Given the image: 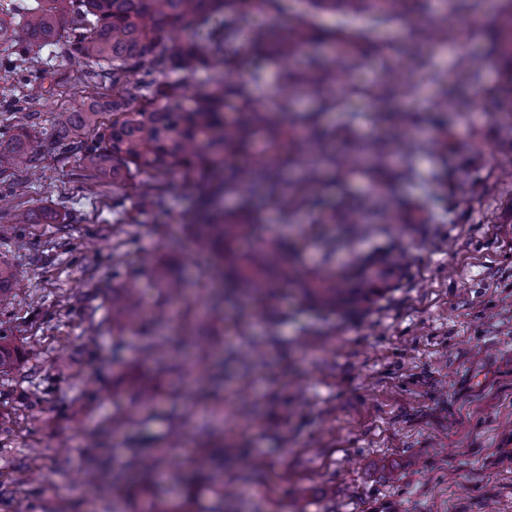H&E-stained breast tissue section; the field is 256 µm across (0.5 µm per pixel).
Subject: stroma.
<instances>
[{
	"label": "stroma",
	"instance_id": "stroma-1",
	"mask_svg": "<svg viewBox=\"0 0 512 512\" xmlns=\"http://www.w3.org/2000/svg\"><path fill=\"white\" fill-rule=\"evenodd\" d=\"M436 15V0H420L374 37L410 51L417 28ZM467 51L485 55L484 40L431 52L462 96L472 82L458 65ZM41 58L54 80L30 83L0 71V125L18 99L39 100L30 146L45 151L54 113L86 93L88 66L59 46ZM224 58L241 64V80L260 71L262 93L284 70L302 69L297 59L281 67L249 57L238 40L225 43ZM455 146L446 155L420 153L415 167L420 179L444 166L468 168L465 201L425 197L420 179L394 184L396 204L424 202L422 223L388 238H356L359 256L395 244L414 257L373 302L329 311L292 295L270 316L254 305L229 306L208 324L195 349L224 353V378L202 393L224 404L232 462L219 481L237 493L214 494L185 466L174 479L153 473L157 497L193 492V512H512V132L468 114L456 123ZM15 203L57 210L67 223L24 224L0 239V263L20 283L0 298V330L26 353L0 375V512H15L25 495L33 512L61 503L67 512H147L137 479L112 501L98 498L86 450L100 424L135 410L137 387L148 381L159 401L126 432L108 436L112 470L126 468L133 448L151 460L173 432L193 444L206 437L172 369L142 360L138 336L114 350L106 326L119 288L112 253L144 269L148 304H166L147 274L162 256L187 279L189 302L201 305L204 289L220 284L214 253L190 249L185 231L202 201L178 180L162 215L141 212L133 187L113 190L84 171L79 156L56 152ZM257 344L264 357L241 369L240 357ZM90 377L100 385L93 396L84 384ZM30 398L32 416L18 417L17 403Z\"/></svg>",
	"mask_w": 512,
	"mask_h": 512
}]
</instances>
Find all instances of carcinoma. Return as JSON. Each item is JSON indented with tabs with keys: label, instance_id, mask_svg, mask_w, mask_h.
Instances as JSON below:
<instances>
[{
	"label": "carcinoma",
	"instance_id": "cac0c4a2",
	"mask_svg": "<svg viewBox=\"0 0 512 512\" xmlns=\"http://www.w3.org/2000/svg\"><path fill=\"white\" fill-rule=\"evenodd\" d=\"M281 0H34L22 3L19 10L0 8V46L14 49V55L0 59V70L24 65V80L43 82L48 72L41 69L38 55L43 48L63 41L65 51L91 65L93 85L86 100L70 112L56 116L59 142L55 149L75 152L84 169L120 189L129 180L144 176L139 182L140 205L144 211H162L166 187L174 177L196 186L200 194L212 195L214 187L224 194L246 197L251 189L262 185L269 203L283 219L300 211L322 213L318 196L307 197L296 184L284 176L285 169L303 166L309 181L320 180L322 171L334 174L336 185L344 187L339 207L333 210L335 223L342 232L320 241L323 261L353 245L359 230L387 234L389 225L403 224L405 218L388 197V187L399 180L414 182L417 172L414 158L426 143L401 137L399 133L416 124L410 112L389 106V101L406 89L410 72L420 73L439 82L442 71L428 63L420 53L402 58L393 45L375 43L365 30L349 27L332 33L343 46L349 67L362 63L372 53L387 65L379 82L350 84L348 95L373 103L378 121L393 132L386 140H371L361 148L362 155H340L326 148L327 136L320 125L326 111L343 113L340 132L357 135L358 113L344 105V97L328 96L327 84L332 77L324 63L313 58L299 76L282 80L279 93L260 97L251 85L259 80L254 74L248 82L230 76L212 89H193L189 82L200 67L221 68L224 58L215 53L224 38L233 36L265 50L276 60L285 62L300 52L315 33L314 22L305 15L283 37L268 27L241 29L234 16L255 12L268 14L280 9ZM319 12H336L344 5L363 15L371 28L384 26L412 8L411 0H309ZM480 15L465 0H441V9L433 22L417 30L419 41L444 45L465 44L472 31L458 24L460 13ZM501 23L485 30L491 47L512 56V0H498ZM198 27L200 37L178 45L174 34L185 28ZM184 72L182 81L165 82L162 76L171 69ZM112 82V94L103 92L106 80ZM298 84L308 87L318 101L310 111L292 107L288 90ZM507 109L491 112L512 130V70L505 77ZM473 98L448 96L434 100L431 110L440 116L436 124V141L442 152L454 146L451 112H468ZM37 101L19 106L22 121L17 132L0 127V163L19 157L25 170L36 175L42 169V155L28 147V121L37 115ZM112 118L104 120L103 115ZM361 170L369 183L372 197L352 189L350 178ZM468 172L434 171L427 190L448 188L466 194ZM23 188L15 174L0 166V199L17 195ZM59 217L47 209H22L14 212L11 223L0 224V233L19 224H58ZM196 246L222 245L218 269L224 287L206 296V306L219 314L227 305L242 300L255 302L265 312L288 297L291 290L314 296L334 305L342 295L341 284L350 278L366 280L374 271L373 283L387 282L392 269L405 266L408 255L398 253L367 257L334 271L331 275L312 273L300 277L299 252L295 243L265 235L259 221L246 209L209 212L203 223H189ZM115 275L121 278L119 291L112 295L109 317L118 332L116 349H121L125 333H138L144 320L139 281L141 270H133L121 256H112ZM158 287L167 296L179 298L183 280L158 264L152 269ZM141 351L147 358L161 359L173 351L168 338L143 336ZM19 352L10 337L0 332V372L11 370Z\"/></svg>",
	"mask_w": 512,
	"mask_h": 512
}]
</instances>
